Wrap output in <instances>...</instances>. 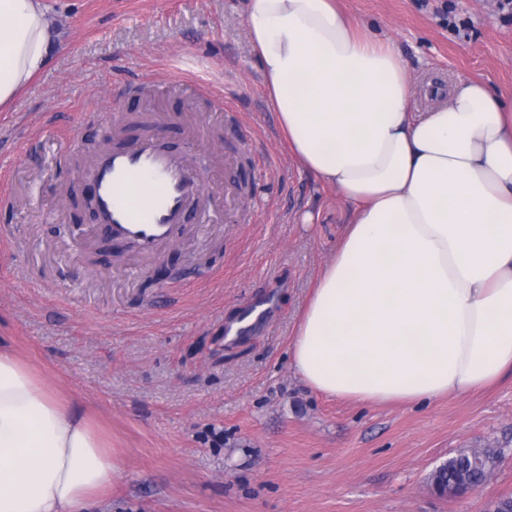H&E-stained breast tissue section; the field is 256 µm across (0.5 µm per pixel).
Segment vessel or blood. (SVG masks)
<instances>
[{"label": "vessel or blood", "mask_w": 512, "mask_h": 512, "mask_svg": "<svg viewBox=\"0 0 512 512\" xmlns=\"http://www.w3.org/2000/svg\"><path fill=\"white\" fill-rule=\"evenodd\" d=\"M87 176L113 238L135 241L144 255L178 238L188 201L204 211L210 207L198 171L149 133L129 147L104 152Z\"/></svg>", "instance_id": "1"}]
</instances>
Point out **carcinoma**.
<instances>
[{
  "mask_svg": "<svg viewBox=\"0 0 512 512\" xmlns=\"http://www.w3.org/2000/svg\"><path fill=\"white\" fill-rule=\"evenodd\" d=\"M496 459L497 454L490 450L461 451L436 468L432 484L441 495L464 494L487 479Z\"/></svg>",
  "mask_w": 512,
  "mask_h": 512,
  "instance_id": "obj_1",
  "label": "carcinoma"
}]
</instances>
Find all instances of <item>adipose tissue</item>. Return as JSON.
Instances as JSON below:
<instances>
[{
	"label": "adipose tissue",
	"instance_id": "adipose-tissue-1",
	"mask_svg": "<svg viewBox=\"0 0 512 512\" xmlns=\"http://www.w3.org/2000/svg\"><path fill=\"white\" fill-rule=\"evenodd\" d=\"M246 22L290 157L352 213L291 338L295 373L406 406L512 374V90L461 80L416 111L401 54L340 0H250ZM51 46L41 0H0V109ZM118 471L89 418L0 346V512H85Z\"/></svg>",
	"mask_w": 512,
	"mask_h": 512
}]
</instances>
